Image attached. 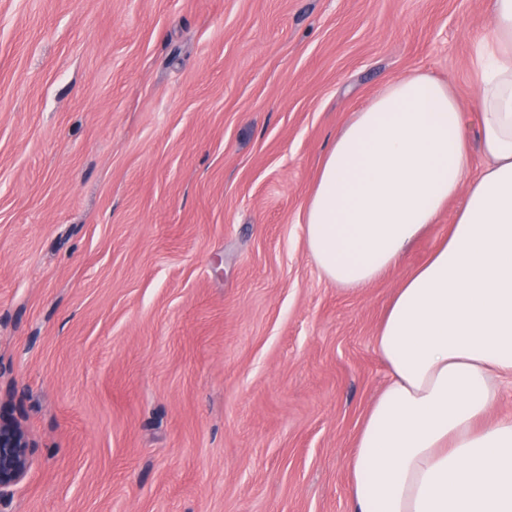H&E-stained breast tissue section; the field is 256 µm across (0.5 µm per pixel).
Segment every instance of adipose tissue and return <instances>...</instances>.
I'll list each match as a JSON object with an SVG mask.
<instances>
[{
  "label": "adipose tissue",
  "mask_w": 512,
  "mask_h": 512,
  "mask_svg": "<svg viewBox=\"0 0 512 512\" xmlns=\"http://www.w3.org/2000/svg\"><path fill=\"white\" fill-rule=\"evenodd\" d=\"M472 72L473 117L428 73L390 81L337 134L301 209L322 274L358 290L460 202L377 336L389 380L349 461L353 512H512V419L486 418L512 383V0H492Z\"/></svg>",
  "instance_id": "obj_1"
}]
</instances>
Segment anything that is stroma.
<instances>
[{
	"mask_svg": "<svg viewBox=\"0 0 512 512\" xmlns=\"http://www.w3.org/2000/svg\"><path fill=\"white\" fill-rule=\"evenodd\" d=\"M489 0H0V512H350L376 339L457 201L348 290L299 222L390 81L476 105ZM33 442L17 420L0 411V503L27 475Z\"/></svg>",
	"mask_w": 512,
	"mask_h": 512,
	"instance_id": "35a3bbf8",
	"label": "stroma"
}]
</instances>
